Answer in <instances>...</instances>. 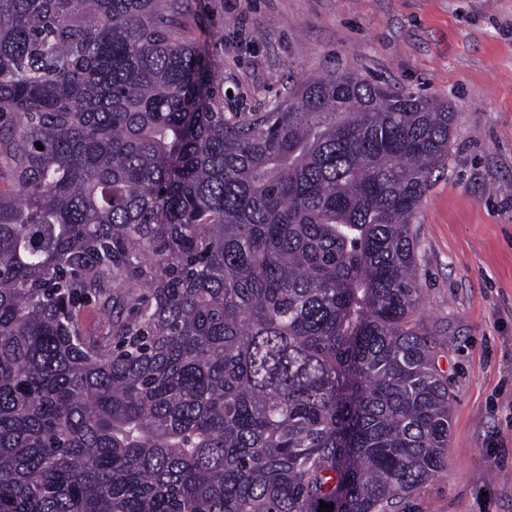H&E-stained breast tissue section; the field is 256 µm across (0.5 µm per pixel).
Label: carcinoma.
<instances>
[{
	"label": "carcinoma",
	"instance_id": "carcinoma-1",
	"mask_svg": "<svg viewBox=\"0 0 512 512\" xmlns=\"http://www.w3.org/2000/svg\"><path fill=\"white\" fill-rule=\"evenodd\" d=\"M181 8L0 0V512H382L445 466L454 112L333 72L228 115Z\"/></svg>",
	"mask_w": 512,
	"mask_h": 512
}]
</instances>
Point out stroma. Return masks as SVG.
<instances>
[{
    "label": "stroma",
    "instance_id": "stroma-1",
    "mask_svg": "<svg viewBox=\"0 0 512 512\" xmlns=\"http://www.w3.org/2000/svg\"><path fill=\"white\" fill-rule=\"evenodd\" d=\"M228 112L326 69L448 103L445 170L414 229L420 329L453 395L446 465L395 512H512V0H183Z\"/></svg>",
    "mask_w": 512,
    "mask_h": 512
}]
</instances>
